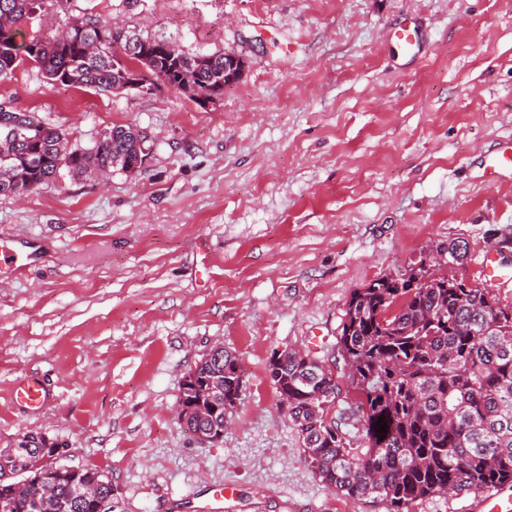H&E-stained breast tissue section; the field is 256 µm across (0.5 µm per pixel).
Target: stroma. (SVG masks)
<instances>
[{
    "instance_id": "35a3bbf8",
    "label": "stroma",
    "mask_w": 512,
    "mask_h": 512,
    "mask_svg": "<svg viewBox=\"0 0 512 512\" xmlns=\"http://www.w3.org/2000/svg\"><path fill=\"white\" fill-rule=\"evenodd\" d=\"M94 16L190 56L246 61L217 104L161 88L108 93L23 61L0 100L89 147L148 131L133 174L61 173L0 196V238L32 249L0 272V450L27 433L59 464L103 471L124 512H387L327 486L278 409L266 367L298 348L338 356L347 300L458 241L457 276L512 306V0H68L26 26L54 36ZM415 25L410 55L389 39ZM244 362L221 440L186 433V372L214 345ZM39 378L27 411L13 387ZM14 401L28 409L38 411L47 404L48 396L44 385L37 378H27L16 383Z\"/></svg>"
}]
</instances>
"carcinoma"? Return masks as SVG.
<instances>
[{"mask_svg":"<svg viewBox=\"0 0 512 512\" xmlns=\"http://www.w3.org/2000/svg\"><path fill=\"white\" fill-rule=\"evenodd\" d=\"M63 0H0V81L25 59L45 77L76 88L112 92L128 86L142 57L148 83L164 75L184 93L213 88L224 79L225 53L189 57L176 46L143 40L98 18L71 25V35L24 39L22 25ZM0 102V195L21 196L61 170L93 178L126 172L143 152L133 126H114L89 148L32 115ZM462 265L467 247L437 246ZM420 261L396 276L355 290L345 304L337 340L349 386L360 394L363 429L352 439L342 418L329 414L341 388L331 369L308 353L290 350L267 366L278 394H288V421L296 428L305 460L321 480L358 501H380L390 512L436 495L477 493L512 483V307L486 288L439 273ZM237 356L224 348L202 358L185 375L178 403L192 407L186 425L215 438L224 416L209 407L224 384V404L239 388ZM386 432H378L379 416ZM44 460L40 471L30 467ZM25 484L0 483V512H123L112 480L87 468L60 466L42 436L25 435L4 456ZM86 486L96 496L85 498Z\"/></svg>","mask_w":512,"mask_h":512,"instance_id":"1","label":"carcinoma"}]
</instances>
